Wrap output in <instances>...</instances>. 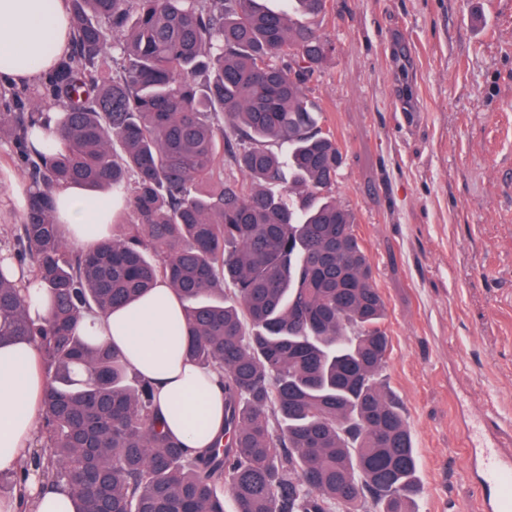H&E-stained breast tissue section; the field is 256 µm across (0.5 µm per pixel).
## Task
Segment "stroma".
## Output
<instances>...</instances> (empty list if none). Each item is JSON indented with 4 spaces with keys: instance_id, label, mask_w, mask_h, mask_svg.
<instances>
[{
    "instance_id": "35a3bbf8",
    "label": "stroma",
    "mask_w": 512,
    "mask_h": 512,
    "mask_svg": "<svg viewBox=\"0 0 512 512\" xmlns=\"http://www.w3.org/2000/svg\"><path fill=\"white\" fill-rule=\"evenodd\" d=\"M307 94L385 303L415 512H476L464 445L512 450V0H329Z\"/></svg>"
}]
</instances>
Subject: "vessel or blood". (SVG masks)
I'll list each match as a JSON object with an SVG mask.
<instances>
[{"label":"vessel or blood","instance_id":"vessel-or-blood-1","mask_svg":"<svg viewBox=\"0 0 512 512\" xmlns=\"http://www.w3.org/2000/svg\"><path fill=\"white\" fill-rule=\"evenodd\" d=\"M467 453L480 512H512V500L506 495L512 488V454L501 453L472 432L467 435Z\"/></svg>","mask_w":512,"mask_h":512}]
</instances>
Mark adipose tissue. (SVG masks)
<instances>
[{
    "mask_svg": "<svg viewBox=\"0 0 512 512\" xmlns=\"http://www.w3.org/2000/svg\"><path fill=\"white\" fill-rule=\"evenodd\" d=\"M68 0H0V81L24 85L51 72L71 49ZM52 219L64 239L84 251L109 239L121 204L108 192L67 183L53 192ZM181 305L166 281L135 304L94 317L98 342L118 348L132 369L152 382L155 407L166 430L192 448L208 447L224 430V391L216 373L186 357L188 338L175 332ZM46 377L34 343L0 346V471L29 461L42 413ZM26 490L35 512H78L66 484L43 488L31 479Z\"/></svg>",
    "mask_w": 512,
    "mask_h": 512,
    "instance_id": "obj_1",
    "label": "adipose tissue"
}]
</instances>
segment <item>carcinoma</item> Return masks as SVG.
Masks as SVG:
<instances>
[{"mask_svg":"<svg viewBox=\"0 0 512 512\" xmlns=\"http://www.w3.org/2000/svg\"><path fill=\"white\" fill-rule=\"evenodd\" d=\"M285 3L71 0L73 51L45 84L64 149L34 148L39 104L0 113L36 187L14 267L0 265V344L41 349L33 463L75 489L79 512H225L226 495L234 512H413L384 301L333 196L340 146L306 95L335 50L317 29L327 0ZM225 155L245 180L224 177ZM63 183L124 196L127 231L69 251L51 215ZM27 275L51 293L45 323ZM159 279L183 306L188 356L222 377L224 433L204 449L166 432L152 383L80 326ZM29 476L13 480L22 512ZM23 285L27 287V291L30 294V317L36 322L49 318L52 313V305L47 294L38 288L37 284L27 285L23 282Z\"/></svg>","mask_w":512,"mask_h":512,"instance_id":"carcinoma-1","label":"carcinoma"}]
</instances>
